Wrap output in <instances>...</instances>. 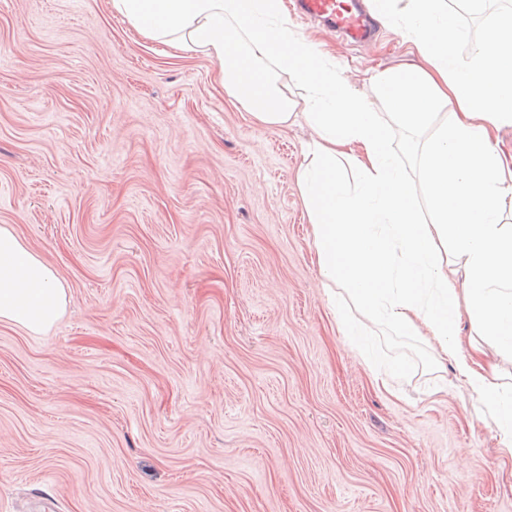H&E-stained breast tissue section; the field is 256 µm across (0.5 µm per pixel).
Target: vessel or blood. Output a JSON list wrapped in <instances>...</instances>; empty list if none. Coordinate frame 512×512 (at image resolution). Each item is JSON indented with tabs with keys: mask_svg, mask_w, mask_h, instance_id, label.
Listing matches in <instances>:
<instances>
[{
	"mask_svg": "<svg viewBox=\"0 0 512 512\" xmlns=\"http://www.w3.org/2000/svg\"><path fill=\"white\" fill-rule=\"evenodd\" d=\"M368 0H293L301 15L336 29L351 43L362 45L375 35L374 19Z\"/></svg>",
	"mask_w": 512,
	"mask_h": 512,
	"instance_id": "vessel-or-blood-1",
	"label": "vessel or blood"
}]
</instances>
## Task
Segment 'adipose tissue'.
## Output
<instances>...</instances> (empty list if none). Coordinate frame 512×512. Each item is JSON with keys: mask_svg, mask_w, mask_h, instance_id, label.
<instances>
[{"mask_svg": "<svg viewBox=\"0 0 512 512\" xmlns=\"http://www.w3.org/2000/svg\"><path fill=\"white\" fill-rule=\"evenodd\" d=\"M111 3L146 37L213 58L227 95L257 121L284 127L300 115L316 128L299 185L319 270L342 288L330 304L346 343L380 369L350 316L353 304L376 325L424 338L484 403L512 452V380L485 363L491 351L512 363V157L492 141L512 124V47L500 41L512 33V13L492 17V31L463 63L455 53L461 32L440 0H405L404 35L418 59L373 78L392 112L387 122L367 93L323 65L317 43L289 27L282 0ZM285 73L306 88L304 102L289 97ZM440 106L449 109L443 125L434 122ZM397 126L433 132L417 180L390 148ZM65 301L51 267L1 227L0 319L38 332Z\"/></svg>", "mask_w": 512, "mask_h": 512, "instance_id": "obj_1", "label": "adipose tissue"}]
</instances>
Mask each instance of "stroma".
Masks as SVG:
<instances>
[{"instance_id":"obj_1","label":"stroma","mask_w":512,"mask_h":512,"mask_svg":"<svg viewBox=\"0 0 512 512\" xmlns=\"http://www.w3.org/2000/svg\"><path fill=\"white\" fill-rule=\"evenodd\" d=\"M354 88L409 61L297 16ZM218 66L110 0H0V227L55 272L49 329L0 322V512H512V454L449 361L328 303L298 186Z\"/></svg>"}]
</instances>
